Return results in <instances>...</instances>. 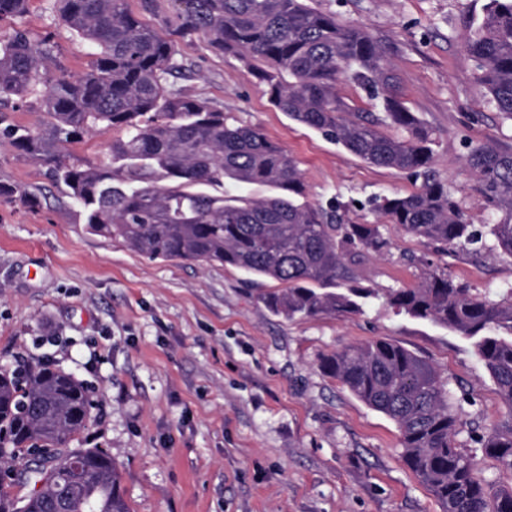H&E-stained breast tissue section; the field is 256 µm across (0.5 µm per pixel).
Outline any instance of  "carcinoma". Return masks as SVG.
Segmentation results:
<instances>
[{"label":"carcinoma","mask_w":512,"mask_h":512,"mask_svg":"<svg viewBox=\"0 0 512 512\" xmlns=\"http://www.w3.org/2000/svg\"><path fill=\"white\" fill-rule=\"evenodd\" d=\"M179 30L207 38L241 58L267 85L272 105L323 133L365 162L423 178L418 191L382 198L380 213L423 243L485 246L512 258V152L475 147L466 157L479 191L504 213L481 233L468 224L448 187L431 170L433 132L403 102L397 76L369 31L340 22L306 0H179ZM29 0H0V19L21 18ZM60 20L92 49L79 74L58 66L49 37L35 42L17 28L0 36V99L37 94V127L5 130L12 145L51 172L85 213L87 229L118 238L150 259L230 266L280 284L260 295L287 320L329 313L353 315L377 296L350 280L345 256L389 245L378 224H342L309 203L297 162L259 130L229 123L224 113L167 85L180 69L173 41L128 9L127 0H59ZM466 53L490 103L512 120V0H491ZM262 61L258 67L254 62ZM347 80L379 108L365 116L337 92ZM397 127L404 135L384 131ZM119 131L107 167L70 161L68 146L85 134ZM229 179L264 184L286 196L251 199L210 194ZM0 196L34 205L20 187ZM388 305L474 340L480 360L512 411V286L489 301L441 271L413 288L392 289ZM321 368L358 400L394 421L405 462L442 503L444 512H512V487L493 489L477 476L475 455L456 447L457 414L435 369L407 349L379 339L324 356ZM94 403L69 373L30 367L0 369V512H132L121 475L103 448H71L92 419ZM30 463L7 478L19 451ZM483 456L512 473V426L480 439Z\"/></svg>","instance_id":"1"}]
</instances>
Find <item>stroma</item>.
<instances>
[{"label":"stroma","mask_w":512,"mask_h":512,"mask_svg":"<svg viewBox=\"0 0 512 512\" xmlns=\"http://www.w3.org/2000/svg\"><path fill=\"white\" fill-rule=\"evenodd\" d=\"M490 0H309L363 26L393 67L407 107L434 133L433 171L471 224L497 216L467 166L470 147L512 151V120L490 104L467 37ZM134 15L173 38L171 83L259 129L297 162L304 201L336 208L343 223L380 225V253L349 259L354 287L376 290L362 313L297 321L256 296L269 280L199 261L150 259L88 231L79 207L45 167L0 139V184L25 188L31 207L0 197V368L48 363L85 383L94 418L75 447L115 458L132 512H442L400 454L396 424L325 375L320 359L346 344L385 339L430 363L458 411L456 445L476 454L496 486L512 474L481 456L477 440L512 413L471 340L388 306V289L414 287L428 269L471 294L498 299L512 260L496 251H441L384 222L375 198L417 191L410 172L367 164L270 102L238 57L208 39L180 36L174 0H128ZM52 34L68 72L89 46L59 19L57 0H30L0 33Z\"/></svg>","instance_id":"35a3bbf8"}]
</instances>
